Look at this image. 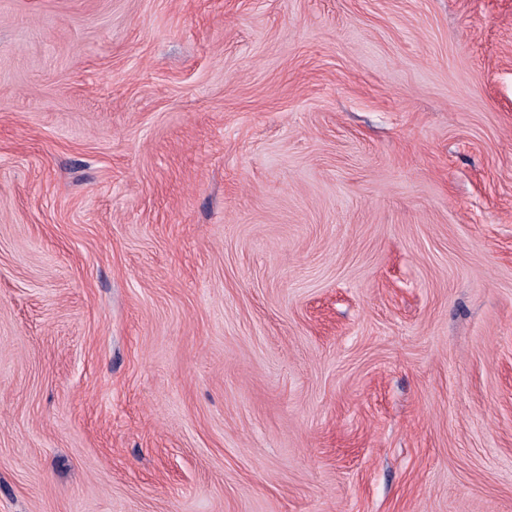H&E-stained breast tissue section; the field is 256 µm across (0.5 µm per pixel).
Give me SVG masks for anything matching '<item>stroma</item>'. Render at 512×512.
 I'll use <instances>...</instances> for the list:
<instances>
[{
  "label": "stroma",
  "mask_w": 512,
  "mask_h": 512,
  "mask_svg": "<svg viewBox=\"0 0 512 512\" xmlns=\"http://www.w3.org/2000/svg\"><path fill=\"white\" fill-rule=\"evenodd\" d=\"M0 512H512V0H0Z\"/></svg>",
  "instance_id": "1"
}]
</instances>
